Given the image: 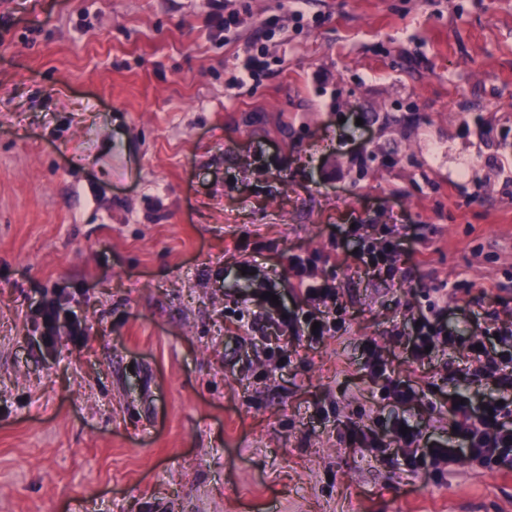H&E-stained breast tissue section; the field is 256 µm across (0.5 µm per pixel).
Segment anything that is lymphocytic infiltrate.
<instances>
[{
    "label": "lymphocytic infiltrate",
    "mask_w": 512,
    "mask_h": 512,
    "mask_svg": "<svg viewBox=\"0 0 512 512\" xmlns=\"http://www.w3.org/2000/svg\"><path fill=\"white\" fill-rule=\"evenodd\" d=\"M289 267L299 290L312 307L308 310H291L285 305L273 303L269 298H262L265 312L275 316L282 335L304 336L308 340L319 341L327 336L345 333V320L329 319L320 310L321 305L335 302L337 291L334 284L316 278L314 259L294 255L289 259ZM37 316L47 344H54L64 331L72 336L87 333L86 326L82 325L77 316L63 312L57 302H47ZM452 340L453 335L442 313L422 314L418 317L417 325L411 328L407 351L413 359L422 360L427 350L447 348ZM469 343L477 348L475 357L483 373L495 375L499 370L500 347L512 348V328L496 331L486 326H477ZM363 348L370 373L386 379L383 388L385 396L399 403L412 401L415 391L410 383L388 378L387 363L376 340H366ZM450 414L449 433L454 438L450 444L424 438L409 418L393 420L389 433L402 449L410 471L429 468L442 476L447 474L449 466L461 454L487 469L497 467L512 457V398L501 400L492 395L477 402H456Z\"/></svg>",
    "instance_id": "1"
}]
</instances>
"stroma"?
<instances>
[{
    "mask_svg": "<svg viewBox=\"0 0 512 512\" xmlns=\"http://www.w3.org/2000/svg\"><path fill=\"white\" fill-rule=\"evenodd\" d=\"M0 0V512H512V461L410 473L354 427L448 438L480 374L470 315L512 317V0ZM257 41L258 82L227 81ZM404 238L394 282L336 230ZM318 254L344 335L269 356L290 255ZM446 289L460 341L413 362ZM85 337L47 348L42 299ZM417 396L383 398L361 344Z\"/></svg>",
    "mask_w": 512,
    "mask_h": 512,
    "instance_id": "stroma-1",
    "label": "stroma"
}]
</instances>
